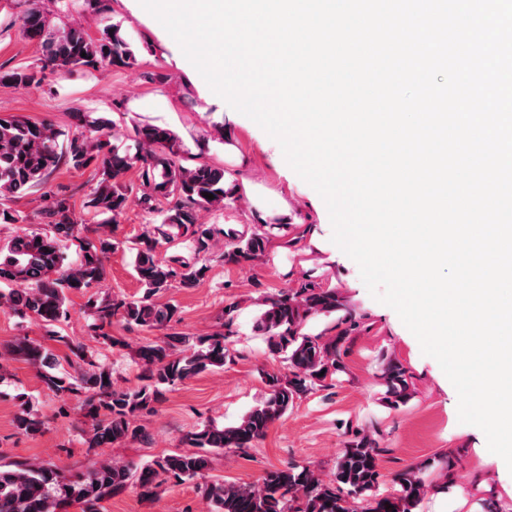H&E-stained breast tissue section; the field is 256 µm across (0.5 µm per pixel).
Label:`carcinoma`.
I'll list each match as a JSON object with an SVG mask.
<instances>
[{"instance_id": "carcinoma-1", "label": "carcinoma", "mask_w": 512, "mask_h": 512, "mask_svg": "<svg viewBox=\"0 0 512 512\" xmlns=\"http://www.w3.org/2000/svg\"><path fill=\"white\" fill-rule=\"evenodd\" d=\"M21 41L41 47L46 65L62 70L110 65L130 68L136 63L133 45L118 25L104 27L93 39L74 19L50 18L37 3L18 20ZM0 82L28 88L40 82L39 71L28 65L0 69ZM72 133L43 123L0 116V202L28 193L39 194L38 214L49 218L52 234H17L0 244V283L12 285L0 292V305L23 317L32 314L48 329L68 317L69 295L87 297L89 330L112 346L122 341L109 334L112 322L121 319L146 329H161L176 321L178 307L159 304L153 297L176 286L191 288L207 267L195 256L212 248L216 229L201 222L204 212L221 209L234 197L235 189L224 184V169L209 163L184 164L185 157L175 134L164 127L146 125L137 130L142 146L140 186L137 201L143 210L160 217L136 247L133 269L145 288L138 300L122 296L101 299L90 292L105 280V260L116 243L112 226L128 206L133 187L125 177L131 158L109 147L105 137L115 122L103 115L74 114ZM64 141H59L61 136ZM95 165L96 182L86 202L93 216H105L95 238L81 237L86 225L78 222L72 196L66 188L49 186L51 176L62 166L80 170ZM211 193L209 200L203 193ZM183 237L193 256L163 260L157 255L160 242ZM78 240L79 257L66 263V242ZM268 239L254 231L231 234L224 247L226 264H243L261 257ZM339 309L336 294L306 286L265 302L254 322L270 352L289 363L288 373H263L268 397L230 426L213 424L187 435L192 452H176L144 464L122 460L94 461L86 471L67 476L51 463L0 464V512H59L65 504H77L81 512H99L100 503L136 483L151 495L167 480H202L198 485L209 512H416L424 483L412 469L393 476L399 494H375L379 483L380 448L369 436L352 442L342 452L332 479L326 481L308 466L292 464L270 470L254 486L222 480L208 481L209 453L224 448L244 449L265 435L268 426L283 416L295 399L343 370L344 336H311L302 332L307 319ZM9 353L23 358L40 372L46 388L66 399L84 396L81 410L89 420L83 445L92 451L125 439L143 437L137 425L140 416L151 413L168 388L206 371L224 366L229 349L224 334L214 332L191 338L172 333L163 343H148L138 349L145 368L144 384L117 389L112 370L99 364L82 347L71 350L68 363L75 373L59 371V357L26 336L17 338ZM388 392L395 401L407 397L405 370L388 362L384 372ZM15 428L30 436L42 431L43 422L27 410L14 419Z\"/></svg>"}]
</instances>
